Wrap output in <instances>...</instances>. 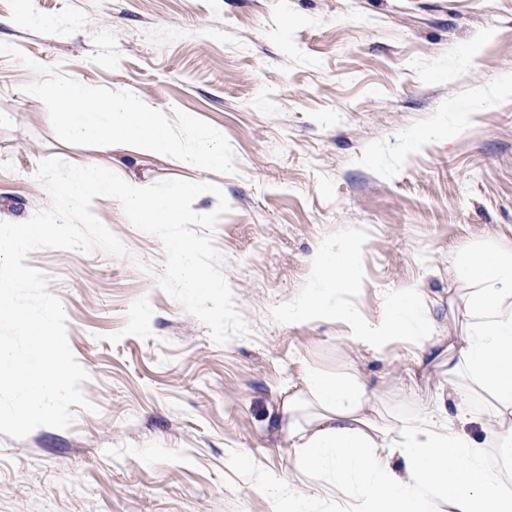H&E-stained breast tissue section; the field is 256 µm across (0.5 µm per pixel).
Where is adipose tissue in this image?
<instances>
[{
    "instance_id": "obj_1",
    "label": "adipose tissue",
    "mask_w": 512,
    "mask_h": 512,
    "mask_svg": "<svg viewBox=\"0 0 512 512\" xmlns=\"http://www.w3.org/2000/svg\"><path fill=\"white\" fill-rule=\"evenodd\" d=\"M54 96L68 134L104 154L224 163L218 136L184 148L134 95L103 102L70 81ZM357 248L350 238L319 250L312 286L289 318L341 321L366 350L422 338L418 361L445 358L447 378L416 413L386 416L356 375H310L289 393L280 419L298 464L336 487V512H512V247L480 244L449 257L448 303L463 305L465 318L444 322L418 288L394 294L375 320L345 306L338 294L357 279ZM475 421L482 436L466 431Z\"/></svg>"
}]
</instances>
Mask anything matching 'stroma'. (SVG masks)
I'll return each mask as SVG.
<instances>
[{
	"label": "stroma",
	"instance_id": "35a3bbf8",
	"mask_svg": "<svg viewBox=\"0 0 512 512\" xmlns=\"http://www.w3.org/2000/svg\"><path fill=\"white\" fill-rule=\"evenodd\" d=\"M0 0V221L49 203L38 163L102 161L68 137L52 94L77 80L100 100L132 93L177 140L218 133L224 164L112 158L151 185L212 182L230 210L213 242L251 335L214 343L158 285L159 239L121 203L92 210L126 246L37 249L92 410L67 429L0 434V512H289L322 498L275 430L309 373L355 372L407 415L442 378L415 341L372 352L331 319L289 320L312 258L352 233L358 276L343 303L381 317L401 289L448 295V257L512 246V0ZM41 61L32 70L29 58ZM276 475L277 485L266 483Z\"/></svg>",
	"mask_w": 512,
	"mask_h": 512
}]
</instances>
